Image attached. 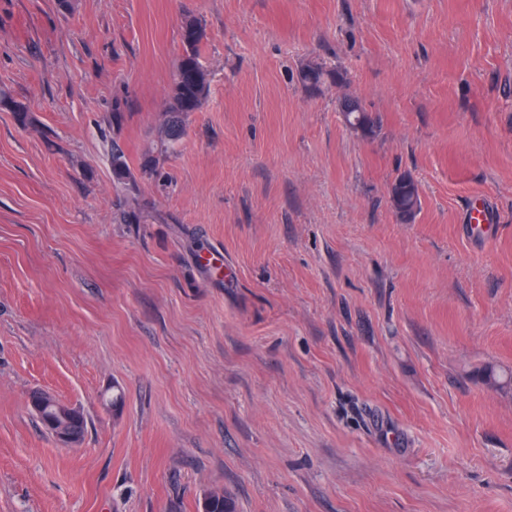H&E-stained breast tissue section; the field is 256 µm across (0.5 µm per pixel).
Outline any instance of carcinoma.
I'll return each mask as SVG.
<instances>
[{
    "label": "carcinoma",
    "mask_w": 512,
    "mask_h": 512,
    "mask_svg": "<svg viewBox=\"0 0 512 512\" xmlns=\"http://www.w3.org/2000/svg\"><path fill=\"white\" fill-rule=\"evenodd\" d=\"M202 38L198 21L194 18L185 19L181 26L183 53L177 61L182 70V78L173 80L164 109L166 123L162 146L165 148L180 140L184 133V117L189 112L198 111L208 96V78L200 62ZM340 108L343 113H351V119L363 121V133L371 135L375 132L379 118L372 116L361 103L350 106L343 102ZM112 177L115 183L128 189L136 187L125 153L117 144L112 145ZM389 197L395 212L407 219L413 217L420 204L414 179L408 174L401 176L391 186ZM203 499L208 501V512H235L233 499L222 490L207 492Z\"/></svg>",
    "instance_id": "cac0c4a2"
}]
</instances>
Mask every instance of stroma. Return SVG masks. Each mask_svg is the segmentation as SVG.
I'll list each match as a JSON object with an SVG mask.
<instances>
[{
  "instance_id": "1",
  "label": "stroma",
  "mask_w": 512,
  "mask_h": 512,
  "mask_svg": "<svg viewBox=\"0 0 512 512\" xmlns=\"http://www.w3.org/2000/svg\"><path fill=\"white\" fill-rule=\"evenodd\" d=\"M3 92L0 512H512V0H0ZM202 38L198 21L186 18L181 26L183 53L176 63L182 70V78H174L164 109L167 119L161 140L165 149L180 140L184 133L183 118L188 112L198 111L208 96V78L200 62ZM352 99V98H347ZM347 99H344L340 104L341 112H354L350 115V120L353 125V120H363V133L372 135L375 132V128L379 124V118L373 117L371 113H369L361 104L358 99H354L357 103L350 107L349 104L344 103ZM112 177L115 183L135 190V179L126 162L125 153L118 144L112 146ZM392 208L403 218L411 219L417 211L420 198L410 175H402L392 186L389 193ZM32 410L39 415L47 414V430L64 446L80 444L86 430L85 416L80 413L76 417V428L79 436H76L71 428V416L77 409L60 401L55 394L48 391H36L29 399Z\"/></svg>"
}]
</instances>
